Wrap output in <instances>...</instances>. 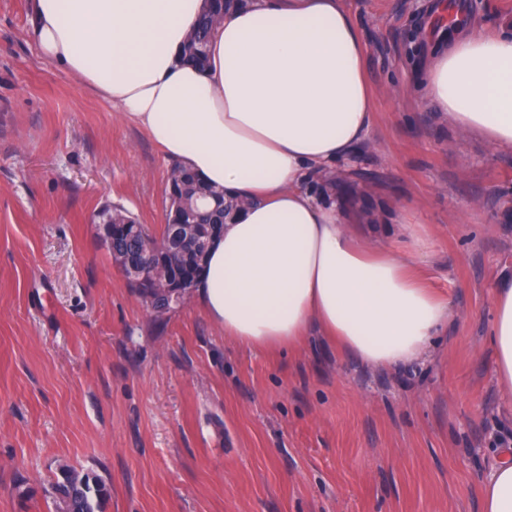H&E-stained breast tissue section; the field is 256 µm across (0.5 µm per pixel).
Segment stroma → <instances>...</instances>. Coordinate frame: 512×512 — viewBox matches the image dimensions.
I'll return each instance as SVG.
<instances>
[{"label": "stroma", "instance_id": "35a3bbf8", "mask_svg": "<svg viewBox=\"0 0 512 512\" xmlns=\"http://www.w3.org/2000/svg\"><path fill=\"white\" fill-rule=\"evenodd\" d=\"M375 119L331 171L351 223L427 234L415 265L453 315L422 361L369 367L319 329L243 349L185 298L154 320L97 238L120 206L159 230L172 164L41 58L29 0H0V512H55L59 465L101 512H482L512 444L488 333L512 273V151L459 134L418 84L440 8L493 34L512 0H344Z\"/></svg>", "mask_w": 512, "mask_h": 512}]
</instances>
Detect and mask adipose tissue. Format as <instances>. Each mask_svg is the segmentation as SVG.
Instances as JSON below:
<instances>
[{"label": "adipose tissue", "instance_id": "obj_1", "mask_svg": "<svg viewBox=\"0 0 512 512\" xmlns=\"http://www.w3.org/2000/svg\"><path fill=\"white\" fill-rule=\"evenodd\" d=\"M48 62L143 128L167 159L242 201L210 244L192 293L225 337L292 351L312 327L360 361L421 358L450 304L411 274L425 235L400 221L380 249L312 185L373 121L364 47L342 0H249L225 16L208 63L182 59L204 0H30ZM428 102L462 134L512 149V28L457 30L421 74ZM490 345L512 391V274L494 289ZM484 512H512V448L497 451Z\"/></svg>", "mask_w": 512, "mask_h": 512}]
</instances>
